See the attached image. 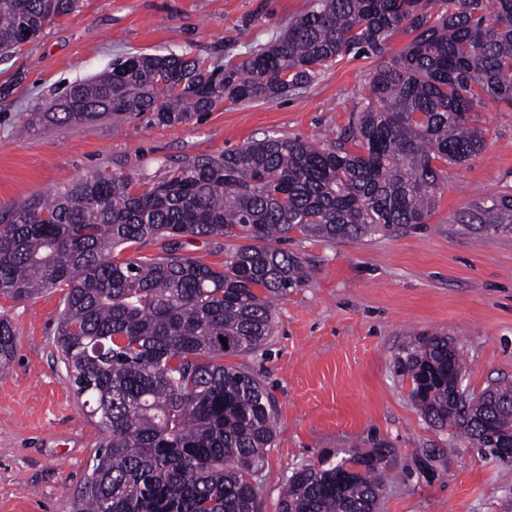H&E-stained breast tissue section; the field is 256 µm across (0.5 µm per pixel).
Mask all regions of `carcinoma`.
Wrapping results in <instances>:
<instances>
[{"label":"carcinoma","instance_id":"obj_1","mask_svg":"<svg viewBox=\"0 0 512 512\" xmlns=\"http://www.w3.org/2000/svg\"><path fill=\"white\" fill-rule=\"evenodd\" d=\"M79 0H0V52L38 37ZM413 35L386 56L394 35ZM386 60L336 142L266 137L172 167L143 190L91 173L0 213V296L64 290L57 344L71 386L108 432L76 512H256L255 476L275 443L269 395L221 362L258 347L274 302L303 283L291 233L362 240L417 228L448 185V164L486 148L485 101L512 106V0H312L271 44L222 67L187 53L136 54L31 114L59 128L106 113L191 121L228 100L277 97L350 54ZM463 227L512 233V195L463 211ZM243 244L212 267L180 252L184 237ZM151 242V259L116 249ZM17 349L0 312V374ZM434 428L475 448L512 451V385L462 395L464 365L446 336L398 356ZM392 449L377 444L332 466L295 471L280 512H374Z\"/></svg>","mask_w":512,"mask_h":512}]
</instances>
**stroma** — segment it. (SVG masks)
Returning <instances> with one entry per match:
<instances>
[{"label": "stroma", "instance_id": "stroma-1", "mask_svg": "<svg viewBox=\"0 0 512 512\" xmlns=\"http://www.w3.org/2000/svg\"><path fill=\"white\" fill-rule=\"evenodd\" d=\"M312 0H80L16 52L0 55V209L70 188L85 174L139 183L171 166L267 136L313 140L344 129L379 57L336 59L306 86L270 100L220 104L179 125L149 113L105 114L22 133L67 86L139 52L239 61L282 34ZM483 154L448 167L427 224L361 241L293 235L303 284L276 301L274 330L253 352L225 356L265 386L276 443L259 473L257 512H279L292 472L326 450L386 442L393 450L377 512H512V481L494 458L431 427L396 358L444 336L463 359L467 393L512 382V235L463 233L459 214L512 192V106L479 112ZM62 291L16 301L17 351L0 374V512H74L105 431L66 376L56 347Z\"/></svg>", "mask_w": 512, "mask_h": 512}]
</instances>
